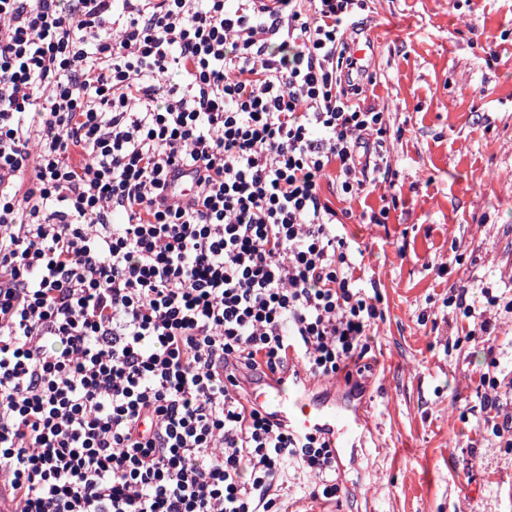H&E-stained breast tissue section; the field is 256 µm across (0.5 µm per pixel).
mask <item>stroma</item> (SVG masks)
<instances>
[{"mask_svg": "<svg viewBox=\"0 0 512 512\" xmlns=\"http://www.w3.org/2000/svg\"><path fill=\"white\" fill-rule=\"evenodd\" d=\"M393 189L337 197L384 317L354 406L369 428L342 457L337 512H512V447L481 423L479 377L512 402V314L495 344L446 306L452 287L512 291V0H366ZM386 211L382 224L361 222ZM498 368H490V360Z\"/></svg>", "mask_w": 512, "mask_h": 512, "instance_id": "35a3bbf8", "label": "stroma"}]
</instances>
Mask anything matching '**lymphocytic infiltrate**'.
<instances>
[{
    "mask_svg": "<svg viewBox=\"0 0 512 512\" xmlns=\"http://www.w3.org/2000/svg\"><path fill=\"white\" fill-rule=\"evenodd\" d=\"M0 0V486L13 512H285L338 458L249 400L382 318L321 182L389 171L364 0ZM177 83H167L169 73ZM189 199L170 198L177 179Z\"/></svg>",
    "mask_w": 512,
    "mask_h": 512,
    "instance_id": "1",
    "label": "lymphocytic infiltrate"
}]
</instances>
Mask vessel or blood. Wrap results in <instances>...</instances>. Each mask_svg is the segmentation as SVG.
<instances>
[{
    "label": "vessel or blood",
    "mask_w": 512,
    "mask_h": 512,
    "mask_svg": "<svg viewBox=\"0 0 512 512\" xmlns=\"http://www.w3.org/2000/svg\"><path fill=\"white\" fill-rule=\"evenodd\" d=\"M315 379L302 369L250 383L251 400L272 418L287 420L299 432L320 430L336 453L354 447L360 419L350 404L315 395Z\"/></svg>",
    "instance_id": "vessel-or-blood-1"
}]
</instances>
